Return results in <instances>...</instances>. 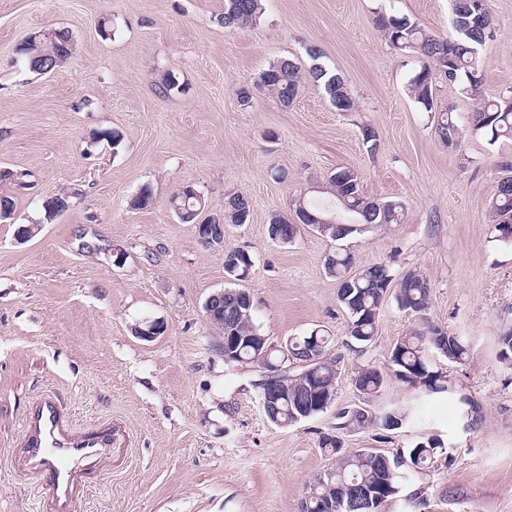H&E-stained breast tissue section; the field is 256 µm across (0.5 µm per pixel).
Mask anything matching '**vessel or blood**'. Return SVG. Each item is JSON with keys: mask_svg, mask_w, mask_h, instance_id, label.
I'll use <instances>...</instances> for the list:
<instances>
[{"mask_svg": "<svg viewBox=\"0 0 512 512\" xmlns=\"http://www.w3.org/2000/svg\"><path fill=\"white\" fill-rule=\"evenodd\" d=\"M111 449L105 431H72L53 399L37 402L25 418L23 466L50 488L45 512H74L86 476L98 469Z\"/></svg>", "mask_w": 512, "mask_h": 512, "instance_id": "obj_1", "label": "vessel or blood"}]
</instances>
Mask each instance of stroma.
Instances as JSON below:
<instances>
[{
	"mask_svg": "<svg viewBox=\"0 0 512 512\" xmlns=\"http://www.w3.org/2000/svg\"><path fill=\"white\" fill-rule=\"evenodd\" d=\"M496 37L481 50L487 98L512 91V0H487ZM256 25L225 27L224 0H0V512H40L42 492L19 467L26 410L57 396L74 428H112V467L76 512H299L319 475L334 466L321 436L345 449L393 455L429 437L453 448L451 465L410 471L381 512H512V362L498 338L512 324V242L502 240L489 204L495 169L512 141L488 145L471 126V100L445 81L437 101L452 107L458 146L435 133L437 115L410 98L421 57L393 50L374 19L398 13L447 36L450 0H263ZM66 30L71 56L51 75L29 71L18 48L32 33ZM345 80L357 109L339 112L305 82L282 106L266 92L241 106L237 90L273 61L301 69L308 47ZM173 71L179 87L160 93ZM371 126L375 144L361 129ZM119 132V148L97 132ZM345 166L364 195L399 200L400 224L340 241L301 227L280 244L272 215ZM150 186L152 206L128 202ZM190 185L206 211L245 193L246 224L224 227V247L200 244L194 225L168 205ZM67 193L68 208L45 221L43 202ZM40 223L27 242L19 225ZM357 266L386 264L394 277L420 269L431 287L420 316L385 296L374 343L349 356L336 408L365 400L355 368L380 370L377 406L404 405L409 418L378 441L374 430H340L334 411L280 427L263 411L253 365L229 364L203 312L225 287L224 249L250 252L239 287L271 341L326 331L344 351L347 315L325 261L336 248ZM163 320L146 341L135 325ZM436 326L471 344L460 363L432 356L450 393L420 397L396 377L389 353L405 334ZM479 404L465 428L458 396Z\"/></svg>",
	"mask_w": 512,
	"mask_h": 512,
	"instance_id": "stroma-1",
	"label": "stroma"
}]
</instances>
